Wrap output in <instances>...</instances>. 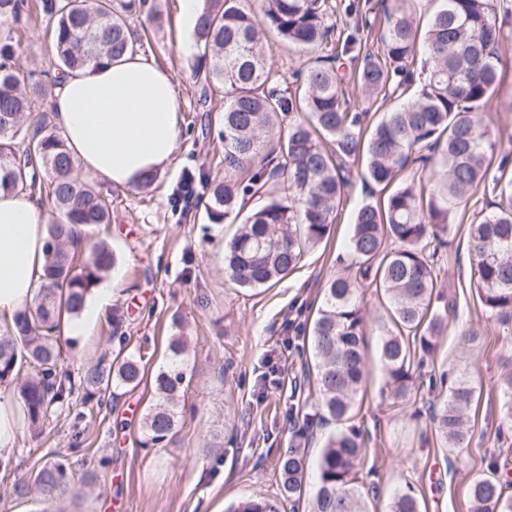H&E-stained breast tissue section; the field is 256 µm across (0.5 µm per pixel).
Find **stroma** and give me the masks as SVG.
<instances>
[{
  "instance_id": "stroma-1",
  "label": "stroma",
  "mask_w": 512,
  "mask_h": 512,
  "mask_svg": "<svg viewBox=\"0 0 512 512\" xmlns=\"http://www.w3.org/2000/svg\"><path fill=\"white\" fill-rule=\"evenodd\" d=\"M180 0H146L158 17L136 47L172 74L182 139L168 169L153 184L117 189L98 183L112 203V221L100 234L116 256L120 284L91 336L63 345L61 374L78 380L100 357L142 353L145 376L133 390L117 389L111 402L84 416L53 414L39 437L19 425L15 464L0 469V512H38L34 495L19 487L53 455L67 456L74 497L67 512H226L247 498H278L277 463L288 449L306 459L315 478L323 440L335 424L314 420L306 371L312 363L310 327L321 290L345 253L353 210L368 198L363 168L348 167L346 200L329 237L301 266L268 288L244 289L228 280L218 249L236 231L232 222L210 223L201 205L211 183L225 180L223 91L204 92L195 77L203 53L186 31ZM503 22L501 79L486 121L501 137L512 136V0H498ZM15 67L43 79L50 70L51 24L33 12L16 34ZM199 174L196 198L176 207L172 192L183 171ZM470 214L457 212L438 276V291L456 303L455 315L418 378L424 400L435 399L431 375L454 369L481 383L483 396L470 410L473 443L461 458L448 452L426 415L412 406L382 401L378 337L368 342L369 373L353 420L370 437L360 471L370 512H389L395 492L413 489L421 512H469L471 479L486 473L499 448L512 449V431L496 438L500 377L512 363V323L487 319L470 286L466 229ZM188 325L185 357L191 383L182 419L168 442L144 445L140 420L154 403V376L167 360L173 314ZM481 333L477 348L464 345L463 329Z\"/></svg>"
}]
</instances>
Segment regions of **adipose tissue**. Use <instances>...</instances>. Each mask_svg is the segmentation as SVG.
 Listing matches in <instances>:
<instances>
[{
	"mask_svg": "<svg viewBox=\"0 0 512 512\" xmlns=\"http://www.w3.org/2000/svg\"><path fill=\"white\" fill-rule=\"evenodd\" d=\"M52 107L82 170L114 187L134 189L164 173L181 140L170 72L133 52L67 73ZM46 239L33 200L0 191V321L33 304Z\"/></svg>",
	"mask_w": 512,
	"mask_h": 512,
	"instance_id": "ef3b65f1",
	"label": "adipose tissue"
}]
</instances>
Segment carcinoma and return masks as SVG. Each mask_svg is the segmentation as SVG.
I'll list each match as a JSON object with an SVG mask.
<instances>
[{
  "mask_svg": "<svg viewBox=\"0 0 512 512\" xmlns=\"http://www.w3.org/2000/svg\"><path fill=\"white\" fill-rule=\"evenodd\" d=\"M433 9L419 28L404 0H380L381 52L365 51L352 75L370 98L387 104L365 121L352 111L338 62L354 51L355 35L341 51L313 56L328 43L337 5L332 0H204L194 35L208 61L196 71L204 91L224 90V169L245 172L244 183L210 187L206 218L213 224L238 218L244 197L266 196L265 204L238 225L224 245V270L240 288H260L286 278L307 250L328 236L341 203L348 161H363L366 182L383 198L358 205L349 239L351 264L359 277L338 273L325 283L323 306L311 327L315 402L319 416L346 425L324 441L309 512H368L359 486L367 457L363 434L348 425L368 372L369 325L359 304L362 288L388 303L389 320L377 325L382 395L394 405L416 396L415 373L433 354L446 328L449 306H435L438 274L434 259L452 231L455 204L477 195L492 197L469 225L470 284L488 317L512 320V149L501 147L484 123L500 80L498 46L502 23L495 0H430ZM145 0H42L52 24L53 65L58 75L90 64H110L135 49L128 23ZM25 0H0V24L19 25ZM273 37L295 52L312 55L295 87L279 88L268 66L265 42ZM422 44L427 77L413 91L414 52ZM18 42H0V190L46 196L43 283L33 304L0 330V384L14 385L24 420L36 431L54 410H71L75 389L81 405L101 406L114 387H137L142 357L129 354L107 365L87 367L79 386L59 374L58 338L64 318L83 309L86 296L115 261L103 241L90 252L75 240L110 221L111 203L82 179L53 113L42 109L47 89H21L12 66ZM303 119L288 125L285 114ZM500 153L497 169L492 158ZM418 162L432 164L439 179L429 193L405 176ZM169 338L168 362L154 388L157 401L141 419L147 443L159 445L177 426L186 383L182 325ZM504 401L496 438L512 428V372L502 378ZM476 387L464 374L450 381L444 402L429 413L444 446L460 458L472 442L467 412ZM281 497L241 501L230 512H280L282 501L305 494L304 459L293 448L278 463ZM70 463L47 461L34 475L37 499L50 505L73 493ZM507 463L494 460L469 487L471 512H512ZM390 512H420L411 491L398 492Z\"/></svg>",
  "mask_w": 512,
  "mask_h": 512,
  "instance_id": "obj_1",
  "label": "carcinoma"
}]
</instances>
